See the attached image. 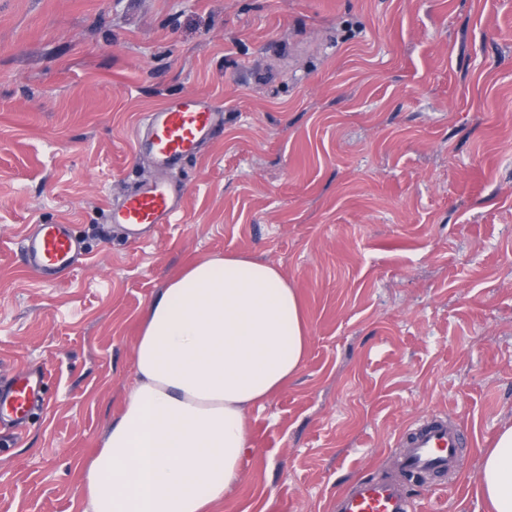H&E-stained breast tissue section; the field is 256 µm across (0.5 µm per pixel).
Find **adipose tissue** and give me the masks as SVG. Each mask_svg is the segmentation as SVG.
I'll use <instances>...</instances> for the list:
<instances>
[{
    "label": "adipose tissue",
    "instance_id": "ef3b65f1",
    "mask_svg": "<svg viewBox=\"0 0 512 512\" xmlns=\"http://www.w3.org/2000/svg\"><path fill=\"white\" fill-rule=\"evenodd\" d=\"M307 330L279 268L214 255L153 298L135 351V381L84 468L83 512H212L242 480L247 409L300 370ZM480 487L512 512V427L485 455Z\"/></svg>",
    "mask_w": 512,
    "mask_h": 512
}]
</instances>
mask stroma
<instances>
[{
    "mask_svg": "<svg viewBox=\"0 0 512 512\" xmlns=\"http://www.w3.org/2000/svg\"><path fill=\"white\" fill-rule=\"evenodd\" d=\"M196 93L224 132L172 175L176 223L106 216L153 170L138 119ZM68 224L65 279L24 237ZM213 254L277 265L308 330L298 375L247 411L243 480L214 512H330L395 470L417 418L468 437L418 512H489L512 426V0H0V377L48 405L0 428V512H83L81 470L134 381L148 305ZM24 252L26 266L47 283L65 278L81 255L80 242L68 224H38L24 238ZM480 487L493 512H512V427L504 429L485 455Z\"/></svg>",
    "mask_w": 512,
    "mask_h": 512,
    "instance_id": "obj_1",
    "label": "stroma"
}]
</instances>
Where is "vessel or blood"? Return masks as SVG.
I'll list each match as a JSON object with an SVG mask.
<instances>
[{
  "label": "vessel or blood",
  "mask_w": 512,
  "mask_h": 512,
  "mask_svg": "<svg viewBox=\"0 0 512 512\" xmlns=\"http://www.w3.org/2000/svg\"><path fill=\"white\" fill-rule=\"evenodd\" d=\"M224 109L211 98L184 94L147 112L135 132L138 152L149 159L154 175L141 181L109 209V221L127 238L141 239L157 225L170 224L184 207L185 188L171 182L172 172L200 154L221 132ZM25 263L42 281L53 283L71 273L80 256V242L71 225L40 224L24 239ZM43 371L32 370L0 383V416L20 423L45 398ZM463 430L448 417L430 415L407 427L397 442L404 474H457ZM335 512H417L400 478L360 479L339 494Z\"/></svg>",
  "instance_id": "b4317fda"
}]
</instances>
